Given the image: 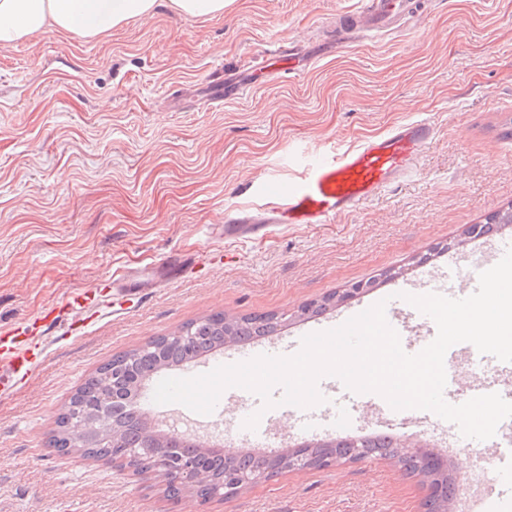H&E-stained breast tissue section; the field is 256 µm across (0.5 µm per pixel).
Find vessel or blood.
Here are the masks:
<instances>
[{"label": "vessel or blood", "mask_w": 512, "mask_h": 512, "mask_svg": "<svg viewBox=\"0 0 512 512\" xmlns=\"http://www.w3.org/2000/svg\"><path fill=\"white\" fill-rule=\"evenodd\" d=\"M414 0H368L362 14L336 18V37L300 50L276 47L268 50L260 67L220 70L215 82L218 100H233L252 91L259 78L274 80L282 72L305 70L312 60L345 45L351 34L360 32L376 38L403 31ZM434 137L433 126L412 121L395 126L382 136L363 140L356 147L335 155L314 158L303 174L288 188L263 187L260 200L225 217V238L249 235L263 224H328L336 216L350 212L400 179L411 176L427 144ZM448 267L458 281L447 290L450 298H464L478 288V275L469 267L449 259ZM73 314L71 331H82L97 313L95 292L78 291L64 302ZM45 339L28 334L23 323L0 327V398L24 387L43 357ZM489 372L470 383L465 392L445 388L444 398L457 405L473 397L499 393L512 402V363L485 355ZM491 448L493 474L475 504L466 512H499L512 505V418L503 420L494 437L485 440Z\"/></svg>", "instance_id": "b4317fda"}]
</instances>
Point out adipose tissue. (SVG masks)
Here are the masks:
<instances>
[{
	"label": "adipose tissue",
	"instance_id": "ef3b65f1",
	"mask_svg": "<svg viewBox=\"0 0 512 512\" xmlns=\"http://www.w3.org/2000/svg\"><path fill=\"white\" fill-rule=\"evenodd\" d=\"M160 0H0V47L47 32L96 38L133 18H148Z\"/></svg>",
	"mask_w": 512,
	"mask_h": 512
}]
</instances>
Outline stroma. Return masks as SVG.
<instances>
[{
    "label": "stroma",
    "instance_id": "1",
    "mask_svg": "<svg viewBox=\"0 0 512 512\" xmlns=\"http://www.w3.org/2000/svg\"><path fill=\"white\" fill-rule=\"evenodd\" d=\"M365 0H232L188 21L168 6L110 35H40L0 47V326L35 318L78 288L126 271L152 276L184 255L188 271L141 302L103 306L81 335L70 315L45 362L0 401V512H425L422 476L374 456L283 473L208 502L168 499L154 476L48 452L55 419L112 356L221 312L277 313L376 279L371 296L446 269L447 246L512 208V0H425L397 37L359 39L305 74L207 105L219 67L259 51L329 39L337 14ZM432 142L411 177L330 224L268 227L237 240L210 227L279 188L308 160L407 121ZM447 450L428 424L391 420Z\"/></svg>",
    "mask_w": 512,
    "mask_h": 512
}]
</instances>
